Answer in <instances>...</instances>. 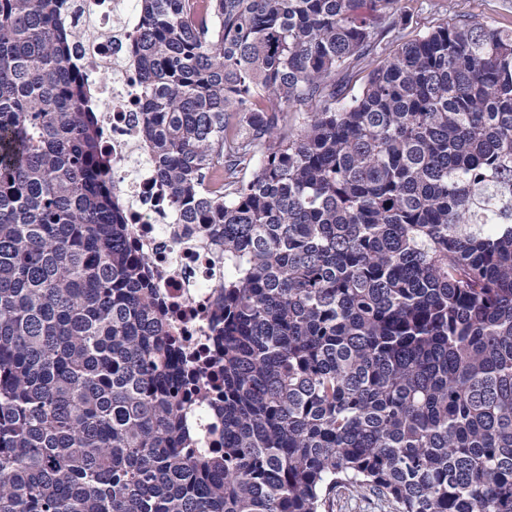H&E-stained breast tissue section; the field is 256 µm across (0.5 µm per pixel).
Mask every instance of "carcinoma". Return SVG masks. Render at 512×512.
I'll list each match as a JSON object with an SVG mask.
<instances>
[{
    "label": "carcinoma",
    "instance_id": "cac0c4a2",
    "mask_svg": "<svg viewBox=\"0 0 512 512\" xmlns=\"http://www.w3.org/2000/svg\"><path fill=\"white\" fill-rule=\"evenodd\" d=\"M66 11L0 0V512H512V27L376 64L401 0H137L145 147L224 245L190 453ZM186 423L196 432L197 448H222L224 445V424L214 417L208 408L189 395L183 403ZM388 510L376 498L367 497L352 501L342 500L338 505L335 501L333 512H387Z\"/></svg>",
    "mask_w": 512,
    "mask_h": 512
}]
</instances>
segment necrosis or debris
<instances>
[{"instance_id": "1", "label": "necrosis or debris", "mask_w": 512, "mask_h": 512, "mask_svg": "<svg viewBox=\"0 0 512 512\" xmlns=\"http://www.w3.org/2000/svg\"><path fill=\"white\" fill-rule=\"evenodd\" d=\"M68 5L71 62L94 84L101 101L98 121L109 140L114 176L128 201L131 241L151 259L155 302L181 345L189 381L215 388L222 379L211 332L224 261L220 247L203 236L199 225H191L188 239L172 234L177 217L165 204V190L142 145L140 81L125 55L139 30L136 0H68ZM183 407L199 447H222V420L195 397L186 398Z\"/></svg>"}]
</instances>
